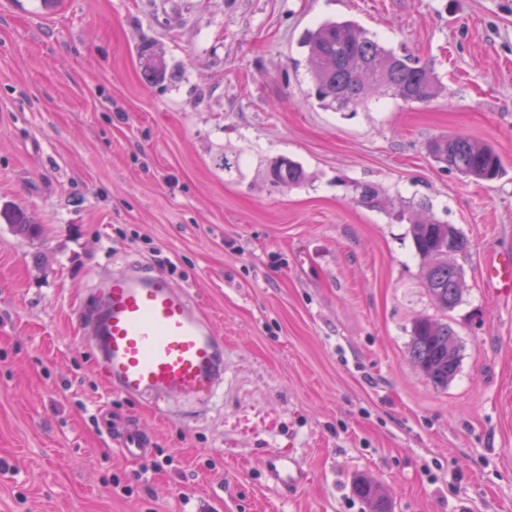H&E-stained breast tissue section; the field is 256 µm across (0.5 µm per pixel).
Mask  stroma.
Segmentation results:
<instances>
[{
  "mask_svg": "<svg viewBox=\"0 0 512 512\" xmlns=\"http://www.w3.org/2000/svg\"><path fill=\"white\" fill-rule=\"evenodd\" d=\"M327 19L429 62L444 93L328 107L300 45ZM150 44L168 64L153 84ZM444 134L491 144L503 175L436 163ZM280 155L303 184H266ZM423 203L470 241L447 310L394 217ZM3 205L42 234L0 223V512H369L361 477L391 512H512V297L484 284L512 250V0H0ZM132 262L224 339L221 396L173 420L108 390L77 319ZM420 318L457 335L447 386L410 360ZM105 410L147 459L114 448ZM272 452L300 484L273 487ZM0 220L10 224L11 228L19 235L27 238H36L39 235V227L33 224L27 212L16 206H6L0 209ZM263 466L270 480L277 487L296 485L302 479L298 463L289 454L271 453L263 460Z\"/></svg>",
  "mask_w": 512,
  "mask_h": 512,
  "instance_id": "1",
  "label": "stroma"
}]
</instances>
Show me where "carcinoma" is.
Segmentation results:
<instances>
[{
  "label": "carcinoma",
  "instance_id": "carcinoma-1",
  "mask_svg": "<svg viewBox=\"0 0 512 512\" xmlns=\"http://www.w3.org/2000/svg\"><path fill=\"white\" fill-rule=\"evenodd\" d=\"M307 49L310 74L316 94L322 101L336 104L339 110L352 112L364 104L368 87H383L391 98L407 104H427L439 96L444 87L431 66L410 54L400 55L381 46L368 32L352 20H328L307 32L303 40ZM144 73L147 80L163 79L164 60L155 59L144 50ZM426 149L436 162L475 182L491 181L502 173L500 158L490 145L467 136L448 134L431 139ZM266 179L272 188L297 186L306 180L303 167L292 159L279 156L266 166ZM358 203L368 208L381 207L378 190L369 184H357ZM396 219L409 221L415 249L423 262L422 272L432 297L444 309L454 307L460 298L461 269L448 263V256L464 253L468 239L455 225L434 218H421L405 210ZM0 220L19 235L35 238L39 227L27 212L16 206L0 209ZM410 358L435 384L446 386L456 376L459 352L455 331L446 323L431 319L415 322ZM355 492L363 498L370 512H390L388 500L377 485L360 480Z\"/></svg>",
  "mask_w": 512,
  "mask_h": 512
}]
</instances>
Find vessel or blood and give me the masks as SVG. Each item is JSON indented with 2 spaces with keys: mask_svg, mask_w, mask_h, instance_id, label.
<instances>
[{
  "mask_svg": "<svg viewBox=\"0 0 512 512\" xmlns=\"http://www.w3.org/2000/svg\"><path fill=\"white\" fill-rule=\"evenodd\" d=\"M489 288L512 296V254L487 265ZM111 391L149 401L159 415L169 403L209 404L223 382L221 346L211 322L162 274L131 264L102 283L94 308L84 315ZM263 466L275 486L302 479L291 455L271 453Z\"/></svg>",
  "mask_w": 512,
  "mask_h": 512,
  "instance_id": "obj_1",
  "label": "vessel or blood"
}]
</instances>
